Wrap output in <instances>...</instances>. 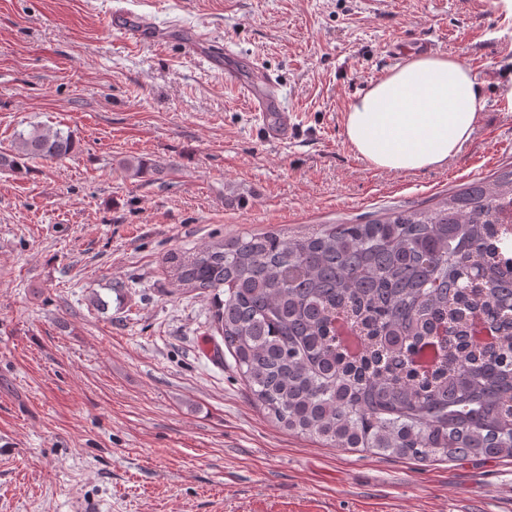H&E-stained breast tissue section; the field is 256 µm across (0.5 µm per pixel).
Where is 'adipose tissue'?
I'll return each mask as SVG.
<instances>
[{
    "mask_svg": "<svg viewBox=\"0 0 512 512\" xmlns=\"http://www.w3.org/2000/svg\"><path fill=\"white\" fill-rule=\"evenodd\" d=\"M483 107L482 90L459 57L414 55L349 106L345 137L373 167L433 168L458 154Z\"/></svg>",
    "mask_w": 512,
    "mask_h": 512,
    "instance_id": "ef3b65f1",
    "label": "adipose tissue"
}]
</instances>
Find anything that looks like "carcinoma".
<instances>
[{
	"mask_svg": "<svg viewBox=\"0 0 512 512\" xmlns=\"http://www.w3.org/2000/svg\"><path fill=\"white\" fill-rule=\"evenodd\" d=\"M72 136L36 128L0 170L57 160ZM130 178L172 164L120 162ZM255 405L290 433L418 462L512 458V168L432 207L174 256ZM481 311L494 343L474 341Z\"/></svg>",
	"mask_w": 512,
	"mask_h": 512,
	"instance_id": "1",
	"label": "carcinoma"
}]
</instances>
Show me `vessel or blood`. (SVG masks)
<instances>
[{
	"instance_id": "1",
	"label": "vessel or blood",
	"mask_w": 512,
	"mask_h": 512,
	"mask_svg": "<svg viewBox=\"0 0 512 512\" xmlns=\"http://www.w3.org/2000/svg\"><path fill=\"white\" fill-rule=\"evenodd\" d=\"M224 84L250 105L269 141H287L288 114L281 105L277 84L272 76H265L258 82H246L240 78L236 69L229 67L224 71Z\"/></svg>"
}]
</instances>
